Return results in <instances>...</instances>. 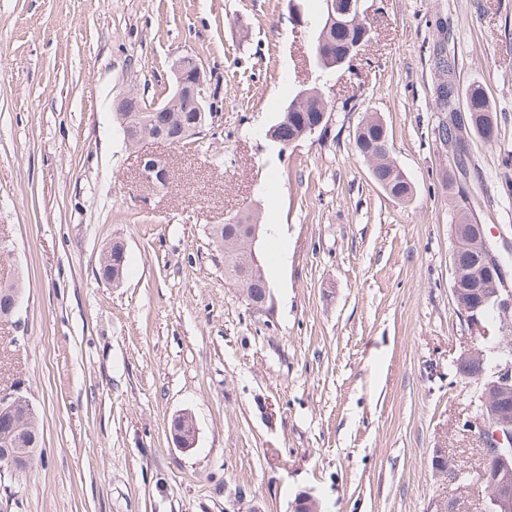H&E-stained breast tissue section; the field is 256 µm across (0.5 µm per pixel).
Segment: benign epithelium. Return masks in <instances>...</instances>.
<instances>
[{
    "label": "benign epithelium",
    "mask_w": 512,
    "mask_h": 512,
    "mask_svg": "<svg viewBox=\"0 0 512 512\" xmlns=\"http://www.w3.org/2000/svg\"><path fill=\"white\" fill-rule=\"evenodd\" d=\"M324 42L315 47L319 57L330 67L348 65L354 59L352 50H347L341 60L323 49ZM175 86L170 97L161 103L149 105L148 112H168L184 103L194 112H207L210 124H215L216 107L204 95V74L198 62L190 56H181L173 64ZM139 177L153 187L170 179L171 172L163 164V158L151 153L138 155ZM455 242H464L470 247L469 262L462 265L458 255H453L452 296L459 311L474 327H482L485 319L481 308H490L498 318L501 329L512 326V289L502 287L506 279L503 266L493 256L486 228L482 224H455L452 227ZM495 354L488 360L483 350L476 348L463 353L458 361V373L466 379L486 382L484 407L469 419L465 428L478 438L483 446L489 469L495 471L488 497L494 512H512V487L508 486L512 464V355L504 344L491 348ZM172 439L181 449L193 447L197 428L191 413L176 415L171 426ZM36 448H1L0 472L8 470L20 474L27 470L36 457ZM319 502L308 492L299 494L292 503V512H319Z\"/></svg>",
    "instance_id": "obj_1"
}]
</instances>
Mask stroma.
<instances>
[{
  "label": "stroma",
  "mask_w": 512,
  "mask_h": 512,
  "mask_svg": "<svg viewBox=\"0 0 512 512\" xmlns=\"http://www.w3.org/2000/svg\"><path fill=\"white\" fill-rule=\"evenodd\" d=\"M369 53L327 84L325 129L279 151L267 130L303 86L323 0H0V391L31 403L44 456L0 473V512H485L432 461L475 471L460 423L481 385L456 361L470 327L451 292L456 209L512 253V0H363ZM455 56L453 73L435 65ZM195 56L215 134L148 141L172 179L137 175L117 98L166 99ZM482 86L494 141L457 100L461 153L440 142L436 88ZM414 187L389 197L354 148L367 114ZM250 214L267 311L224 276L214 226ZM119 285L98 277L113 241ZM190 412L193 449L172 418ZM124 249L123 243L120 241H114L112 243V248L110 251L106 252L99 263V271L105 270L108 272L112 267V277H109L108 279H103L108 284H112V278L117 277L118 279H122L124 277L125 273V266H126V253L124 251V254L122 255L121 252ZM115 258L114 263L112 262V259ZM122 260V264H118V261ZM113 285V284H112ZM187 424H189L188 428ZM171 434L173 442L177 447L181 449L193 447L197 428L192 414L189 412L177 414L172 420Z\"/></svg>",
  "instance_id": "35a3bbf8"
}]
</instances>
